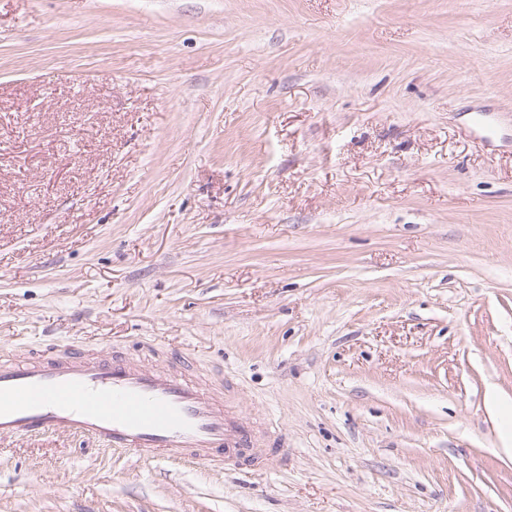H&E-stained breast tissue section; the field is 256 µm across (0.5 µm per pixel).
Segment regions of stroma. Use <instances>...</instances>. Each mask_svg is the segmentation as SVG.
Segmentation results:
<instances>
[{"mask_svg":"<svg viewBox=\"0 0 512 512\" xmlns=\"http://www.w3.org/2000/svg\"><path fill=\"white\" fill-rule=\"evenodd\" d=\"M223 372L274 470L0 443V512H512V0H0V355Z\"/></svg>","mask_w":512,"mask_h":512,"instance_id":"1","label":"stroma"}]
</instances>
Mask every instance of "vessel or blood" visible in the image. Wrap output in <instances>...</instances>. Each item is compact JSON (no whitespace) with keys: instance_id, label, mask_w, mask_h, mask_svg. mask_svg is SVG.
<instances>
[{"instance_id":"vessel-or-blood-1","label":"vessel or blood","mask_w":512,"mask_h":512,"mask_svg":"<svg viewBox=\"0 0 512 512\" xmlns=\"http://www.w3.org/2000/svg\"><path fill=\"white\" fill-rule=\"evenodd\" d=\"M185 368L181 359L153 368L82 349L0 359V441L81 433L143 456L273 466L282 452L275 431L237 422L223 379L191 382Z\"/></svg>"}]
</instances>
